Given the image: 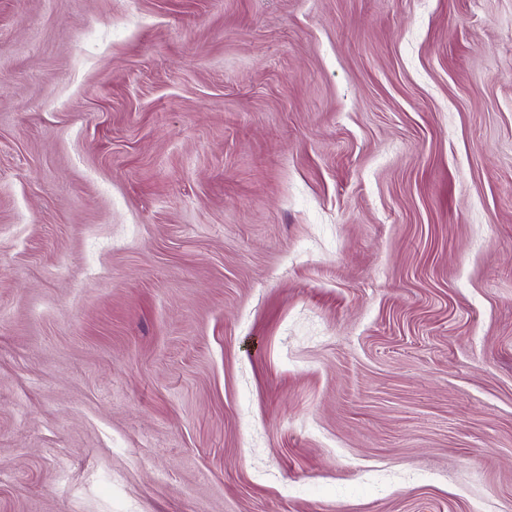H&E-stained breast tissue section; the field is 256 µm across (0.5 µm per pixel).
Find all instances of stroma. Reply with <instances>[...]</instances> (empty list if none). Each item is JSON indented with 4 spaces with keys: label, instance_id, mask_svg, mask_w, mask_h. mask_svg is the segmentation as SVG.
Returning <instances> with one entry per match:
<instances>
[{
    "label": "stroma",
    "instance_id": "obj_1",
    "mask_svg": "<svg viewBox=\"0 0 512 512\" xmlns=\"http://www.w3.org/2000/svg\"><path fill=\"white\" fill-rule=\"evenodd\" d=\"M0 512H512V0H0Z\"/></svg>",
    "mask_w": 512,
    "mask_h": 512
}]
</instances>
